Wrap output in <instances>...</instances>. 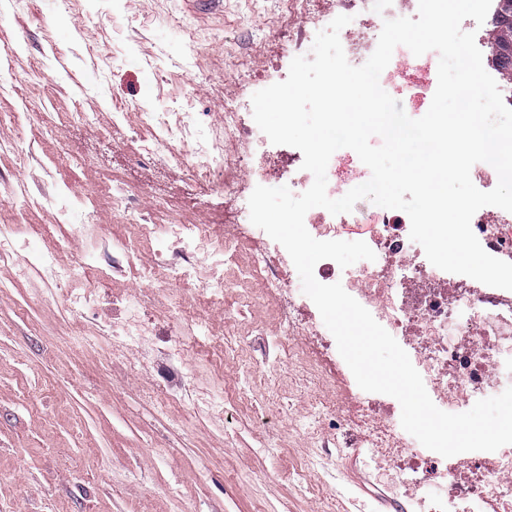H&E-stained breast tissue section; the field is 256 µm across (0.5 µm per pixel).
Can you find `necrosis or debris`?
Listing matches in <instances>:
<instances>
[{
	"label": "necrosis or debris",
	"mask_w": 512,
	"mask_h": 512,
	"mask_svg": "<svg viewBox=\"0 0 512 512\" xmlns=\"http://www.w3.org/2000/svg\"><path fill=\"white\" fill-rule=\"evenodd\" d=\"M290 12L300 14L301 22L277 32L278 40L288 46L289 56L310 54L317 33L325 29L334 15L350 16L345 31V55L350 64L359 66L370 56L367 33L382 28L384 20L416 17L418 0H336L335 12L319 9V0H287ZM439 55L430 51L414 56L404 46L397 47L390 65L380 75L381 87L390 95L423 99L436 85L435 72ZM171 159L187 164L192 181L208 180L216 168L224 170V195L236 199L243 188L236 172L250 165L248 154L234 161L224 159V150L214 147L204 160L171 149ZM369 168L358 155L337 150L327 166V194L337 199L351 188L366 182ZM224 239L212 246L203 262H196L197 245L207 237L201 224H171L160 227L144 224L139 238L122 242L126 260H133L142 242L171 246L174 257L167 261L166 272L156 265L137 268L142 287L154 289L159 280L168 283L194 281L208 303H222L224 293L245 285L247 277L262 278L270 298L288 315V333L314 335L307 319L309 301L293 279L284 277V268L293 262L287 251L273 259L255 255L250 237L245 236L239 221L225 213ZM345 224H366L371 228L375 260L363 261L349 272L347 288L390 334L418 335L421 341L413 365L428 377L434 396L443 411L454 413L466 406L471 397L496 390L502 382L501 369L512 366V291L486 286L475 288L463 278H451L427 261L413 260L414 243L410 238V220L397 210L370 212L364 203H356L352 212L334 215L322 212L306 214L305 226L316 239L336 240ZM471 227L483 249L490 255L512 257V212L482 207L473 216ZM357 410L362 424L377 447L387 449L383 475L394 481L404 472L416 479L447 477V459L435 460L406 444L392 420H381L376 411L377 399L360 394ZM479 479L465 489L450 488L449 499L465 497L486 502L500 501L505 512H512V489L502 486L500 475L512 472V454L501 462H475Z\"/></svg>",
	"instance_id": "necrosis-or-debris-1"
}]
</instances>
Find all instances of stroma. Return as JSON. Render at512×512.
I'll return each mask as SVG.
<instances>
[{
  "label": "stroma",
  "instance_id": "obj_1",
  "mask_svg": "<svg viewBox=\"0 0 512 512\" xmlns=\"http://www.w3.org/2000/svg\"><path fill=\"white\" fill-rule=\"evenodd\" d=\"M297 22L282 0H0V140L22 148L0 154V225L15 227L0 235L12 256L0 266V512H374L384 487L359 422L327 418L311 434L314 402L344 406L356 380L330 366L312 383L315 338L284 335L260 281L251 298L229 291L202 307L204 332L177 361L170 315L197 296L183 284L147 296L144 339L121 353L107 300L138 291L116 249L137 226L99 203L90 230L71 231V202L116 181L137 217L205 224L223 240V173L189 183L141 115L186 126L197 156L215 143L240 154L221 112L252 96L249 76L286 79L272 36ZM31 71L49 82L25 81ZM20 181L36 207L14 200ZM40 250L61 266L90 256L80 285L103 305L69 311L31 265ZM167 382L183 400L159 394ZM214 386L220 421L193 406ZM311 461L305 492L296 474Z\"/></svg>",
  "mask_w": 512,
  "mask_h": 512
}]
</instances>
